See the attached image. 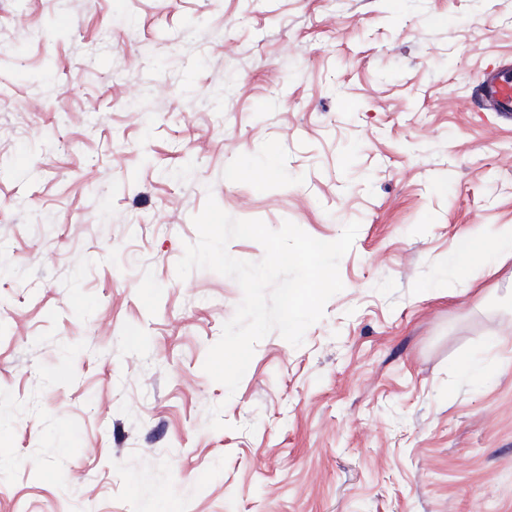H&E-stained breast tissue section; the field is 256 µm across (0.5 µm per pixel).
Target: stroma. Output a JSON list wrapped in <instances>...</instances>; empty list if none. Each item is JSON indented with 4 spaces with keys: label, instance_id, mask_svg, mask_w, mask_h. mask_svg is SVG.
Returning a JSON list of instances; mask_svg holds the SVG:
<instances>
[{
    "label": "stroma",
    "instance_id": "obj_1",
    "mask_svg": "<svg viewBox=\"0 0 512 512\" xmlns=\"http://www.w3.org/2000/svg\"><path fill=\"white\" fill-rule=\"evenodd\" d=\"M510 59L512 0H0V512H512V256L448 267L512 225ZM210 195L360 224L232 394ZM479 89L489 110L512 118V63L506 69L483 73ZM512 252V226L501 230L496 240L471 238L458 247L451 255L449 267L452 273L467 277L471 271L480 267L483 270L492 267L497 253Z\"/></svg>",
    "mask_w": 512,
    "mask_h": 512
}]
</instances>
